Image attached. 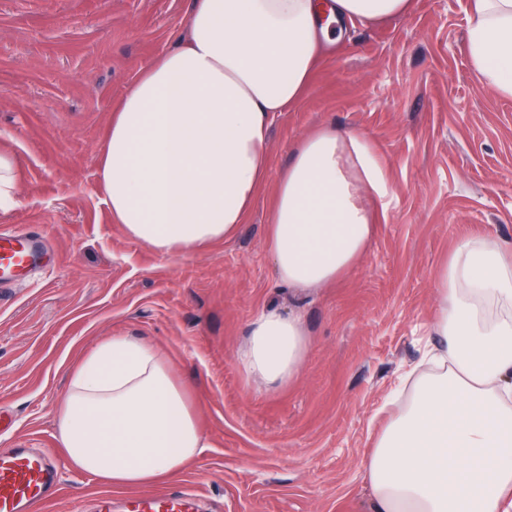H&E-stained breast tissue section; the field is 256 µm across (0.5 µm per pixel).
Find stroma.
<instances>
[{
    "instance_id": "obj_1",
    "label": "stroma",
    "mask_w": 512,
    "mask_h": 512,
    "mask_svg": "<svg viewBox=\"0 0 512 512\" xmlns=\"http://www.w3.org/2000/svg\"><path fill=\"white\" fill-rule=\"evenodd\" d=\"M413 3L352 30L276 114L270 175L237 234L166 259L111 222L97 170L113 101L185 34L192 0H0V144L19 156L0 227L49 243L0 288V449L56 451L69 367L135 336L186 384L210 440L155 491L195 492L199 512H370L362 463L434 341L441 266L466 238L512 245V98L473 78L466 0ZM323 124L370 139L391 194L336 282L287 288L267 247L275 184ZM266 306L298 316L306 340L299 374L273 387L239 364ZM102 492L64 470L43 512H92Z\"/></svg>"
}]
</instances>
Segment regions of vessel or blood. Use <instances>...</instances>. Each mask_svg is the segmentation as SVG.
<instances>
[{
  "mask_svg": "<svg viewBox=\"0 0 512 512\" xmlns=\"http://www.w3.org/2000/svg\"><path fill=\"white\" fill-rule=\"evenodd\" d=\"M33 265L27 239L0 231V282L12 279ZM59 463L45 451L27 448L0 450V512H36L58 491ZM127 512H195L184 494L142 493L127 500Z\"/></svg>",
  "mask_w": 512,
  "mask_h": 512,
  "instance_id": "b4317fda",
  "label": "vessel or blood"
}]
</instances>
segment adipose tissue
I'll return each mask as SVG.
<instances>
[{"instance_id":"1","label":"adipose tissue","mask_w":512,"mask_h":512,"mask_svg":"<svg viewBox=\"0 0 512 512\" xmlns=\"http://www.w3.org/2000/svg\"><path fill=\"white\" fill-rule=\"evenodd\" d=\"M411 0H192L187 35L112 105L98 181L113 223L163 258L231 239L268 178L271 120L297 107L355 25ZM476 83L512 98V0H467ZM388 181L370 142L323 125L281 173L268 248L279 281L325 285L365 253ZM441 370L417 378L364 464L375 512H512V252L456 246L438 273ZM298 318L260 309L240 355L266 384L294 379ZM56 438L68 466L112 487L157 483L209 445L157 349L115 336L69 370Z\"/></svg>"}]
</instances>
